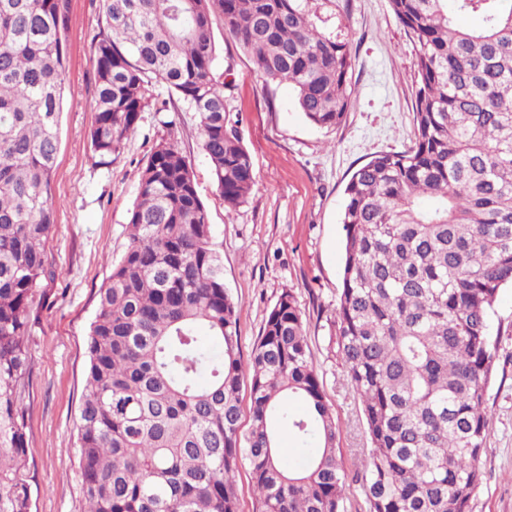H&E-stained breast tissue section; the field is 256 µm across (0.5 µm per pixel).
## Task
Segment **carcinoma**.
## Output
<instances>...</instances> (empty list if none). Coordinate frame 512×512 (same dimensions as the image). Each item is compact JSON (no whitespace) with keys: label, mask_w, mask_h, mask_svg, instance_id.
<instances>
[{"label":"carcinoma","mask_w":512,"mask_h":512,"mask_svg":"<svg viewBox=\"0 0 512 512\" xmlns=\"http://www.w3.org/2000/svg\"><path fill=\"white\" fill-rule=\"evenodd\" d=\"M413 46L414 140L350 176L341 216L336 356L362 404L367 512H471L490 436L491 315L512 286V0H389ZM91 146L106 165L163 85L196 113L217 192H253L252 158L215 73L214 22L314 126L350 111L347 34L309 0H102ZM481 25L464 28L460 14ZM70 0H0V512H32L23 396L28 316L51 275L44 243L59 149ZM130 244L99 291L78 417L86 512H237L250 464L258 512H342L348 473L302 312L283 291L243 360L237 306L186 156L155 145ZM206 331L220 345L205 349ZM250 393L243 430L241 391ZM306 406L302 416L285 401ZM289 437L315 445L290 466Z\"/></svg>","instance_id":"1"}]
</instances>
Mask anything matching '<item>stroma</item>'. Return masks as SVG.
I'll return each mask as SVG.
<instances>
[{
	"instance_id": "obj_1",
	"label": "stroma",
	"mask_w": 512,
	"mask_h": 512,
	"mask_svg": "<svg viewBox=\"0 0 512 512\" xmlns=\"http://www.w3.org/2000/svg\"><path fill=\"white\" fill-rule=\"evenodd\" d=\"M318 27L350 25L357 92L345 123L310 124L294 93L260 75L222 26H215L216 72H228L231 116L249 151L255 188L248 203L225 209L202 150L195 113L161 110L155 87L135 133L111 163L97 164L88 134L94 122L92 39L103 25L101 0H71L70 61L52 191L54 224L46 243L52 275L29 323L32 361L24 405L28 457L37 490L33 512H85L76 416L85 389L87 343L99 290L128 249L129 210L153 147L173 140L189 160L209 212L212 240L224 258V283L238 303L241 351L250 354L270 307L292 290L302 312L311 359L325 399L341 425L349 473L367 445L359 398L336 356L333 320L342 285L344 187L353 171L382 150L412 138L413 48L388 0H315ZM497 337L495 376L486 413L490 430L483 479L472 512H512V288L500 290L491 318Z\"/></svg>"
}]
</instances>
